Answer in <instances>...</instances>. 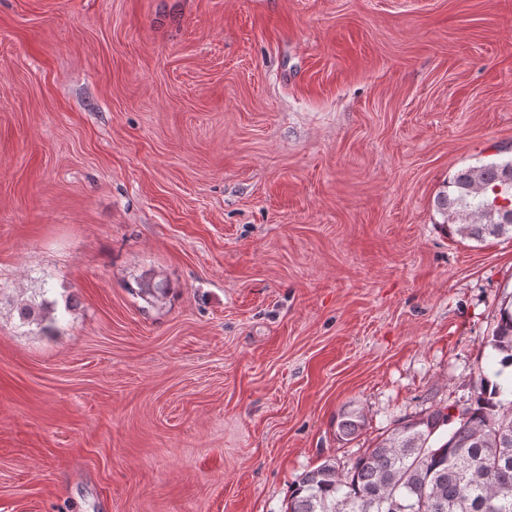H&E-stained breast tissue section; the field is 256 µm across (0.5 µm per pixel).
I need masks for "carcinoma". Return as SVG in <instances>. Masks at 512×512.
Listing matches in <instances>:
<instances>
[{
	"label": "carcinoma",
	"mask_w": 512,
	"mask_h": 512,
	"mask_svg": "<svg viewBox=\"0 0 512 512\" xmlns=\"http://www.w3.org/2000/svg\"><path fill=\"white\" fill-rule=\"evenodd\" d=\"M512 159L459 170L436 196V209L463 239L512 236ZM138 293L148 299L164 295L161 280L142 279ZM41 288L19 307L22 320L40 332L56 331L55 302ZM488 345L499 356L473 371L474 393L468 406L451 413L439 405L419 417L397 422L351 463L325 461L304 473L288 500L286 512H512V386L488 377L512 367V295L503 300ZM365 426L360 410L337 422L342 438Z\"/></svg>",
	"instance_id": "cac0c4a2"
}]
</instances>
